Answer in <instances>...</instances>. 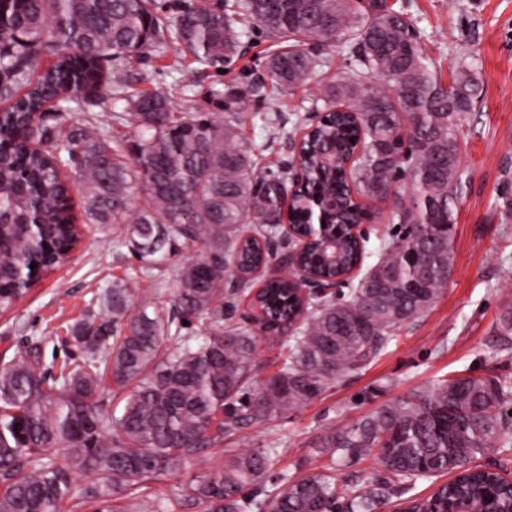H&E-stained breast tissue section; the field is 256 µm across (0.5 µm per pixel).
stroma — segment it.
<instances>
[{"mask_svg": "<svg viewBox=\"0 0 512 512\" xmlns=\"http://www.w3.org/2000/svg\"><path fill=\"white\" fill-rule=\"evenodd\" d=\"M412 18L420 48L433 70L451 82L468 63L480 94L458 122V152L464 184L458 194L453 229V262L448 284L423 315L407 321L387 350L366 369L336 382L312 402L243 429L226 445L262 448L284 438L288 450L276 457L267 488L283 475L321 471L324 461L312 443L328 426L345 427L381 406L405 398L436 380L459 375L512 378V351L501 348L499 332L512 310V277L504 255H512V0H388ZM280 44L249 25L235 61L217 71L195 69L175 44L163 53L141 55L119 77L134 88L174 93L182 111L214 113L236 121L263 171L287 172L292 160L288 133L307 126L309 88L282 90L268 98L269 55ZM275 123H268V116ZM120 225L85 229L69 258L43 275L9 312L0 314V357L13 355L42 338L45 364L77 358L69 326L90 308L93 293L113 278L134 275L140 266L128 248L115 245ZM191 252L178 248L154 278L140 284V296L164 310L173 308L172 281ZM224 455L210 449L178 474L152 483L153 495L183 512L177 502L182 484L221 465Z\"/></svg>", "mask_w": 512, "mask_h": 512, "instance_id": "35a3bbf8", "label": "stroma"}]
</instances>
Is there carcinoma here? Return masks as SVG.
Segmentation results:
<instances>
[{"mask_svg": "<svg viewBox=\"0 0 512 512\" xmlns=\"http://www.w3.org/2000/svg\"><path fill=\"white\" fill-rule=\"evenodd\" d=\"M242 21L284 43L267 62L271 96L319 77L323 62L301 49L308 42H341L359 66L313 94L310 111L327 119L304 138L307 192L292 201L291 222L304 225L322 209L332 231L346 223L355 194L378 198L401 181L408 196L395 197L388 220L397 231L381 239L375 263L335 302L303 305L286 276L252 292V272L278 258L257 237L275 235L288 181L258 171L235 122L112 83L135 55L169 42L222 69L237 56ZM43 57L53 63L38 74ZM109 90L126 102L113 123L130 126L129 137L90 112ZM475 95L463 71L444 85L411 21L388 0H237L230 12L201 3L172 27L155 0H0V311L34 285L32 269L55 270L79 242L66 174L77 152L84 223L127 225L117 242L142 261L140 279L163 264L171 243L200 247L174 278L173 313L134 307L139 279L119 278L70 330L80 360L55 375L35 345L0 358V512H68L71 500L118 512L113 504L125 499L133 512H166L147 492L151 483L378 358L448 283L462 180L457 117ZM50 102L60 110L55 124H32ZM73 109L82 111L75 122ZM36 221L43 231L25 235L22 225ZM339 245V262L314 249L304 265L319 277L346 274L358 245L345 237ZM244 295L267 333L300 320L283 341L281 366L256 389L253 332L224 325V308ZM193 323L206 336L183 333ZM105 380L111 395L93 400ZM511 399L506 377L440 379L347 427L323 429L314 448L329 459L324 473L285 477L267 494L268 466L283 444L229 448L221 467L181 486V497L205 512H321L334 501L343 512H376L394 491L451 473L407 512H512V484L470 466L491 448L512 447V425L500 415ZM53 448L65 450L64 463ZM368 457L381 471L338 484L336 462ZM81 473L95 481L79 486Z\"/></svg>", "mask_w": 512, "mask_h": 512, "instance_id": "carcinoma-1", "label": "carcinoma"}]
</instances>
